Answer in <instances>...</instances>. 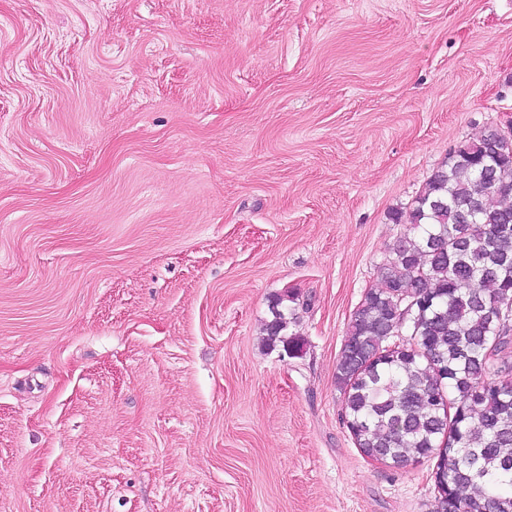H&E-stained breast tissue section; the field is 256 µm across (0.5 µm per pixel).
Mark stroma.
Segmentation results:
<instances>
[{
	"mask_svg": "<svg viewBox=\"0 0 512 512\" xmlns=\"http://www.w3.org/2000/svg\"><path fill=\"white\" fill-rule=\"evenodd\" d=\"M510 125L512 0H0V512H432L336 367L395 213ZM296 300L293 294L274 296L271 302L272 320L266 324V342L270 348L282 345L285 353L295 357L303 350L304 343L298 336H288L284 333L288 324V301ZM294 303V302H293Z\"/></svg>",
	"mask_w": 512,
	"mask_h": 512,
	"instance_id": "obj_1",
	"label": "stroma"
}]
</instances>
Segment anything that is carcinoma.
I'll return each mask as SVG.
<instances>
[{
    "label": "carcinoma",
    "instance_id": "cac0c4a2",
    "mask_svg": "<svg viewBox=\"0 0 512 512\" xmlns=\"http://www.w3.org/2000/svg\"><path fill=\"white\" fill-rule=\"evenodd\" d=\"M406 229L351 318L336 371L359 451L392 466L434 461L435 512H512V146L492 128L453 149L415 199ZM274 296L269 347L285 334Z\"/></svg>",
    "mask_w": 512,
    "mask_h": 512
}]
</instances>
